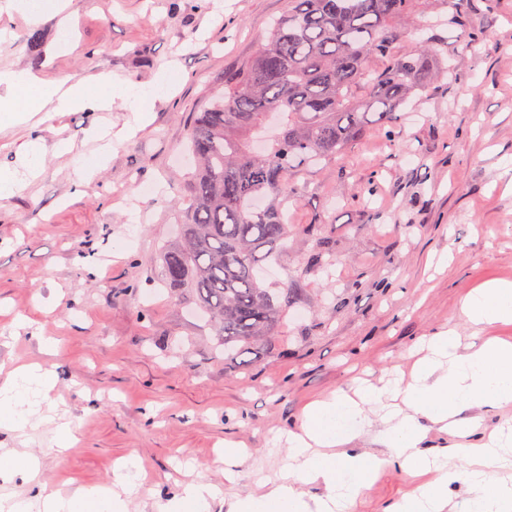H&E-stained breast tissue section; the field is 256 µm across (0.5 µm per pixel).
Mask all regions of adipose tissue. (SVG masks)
<instances>
[{
    "label": "adipose tissue",
    "mask_w": 512,
    "mask_h": 512,
    "mask_svg": "<svg viewBox=\"0 0 512 512\" xmlns=\"http://www.w3.org/2000/svg\"><path fill=\"white\" fill-rule=\"evenodd\" d=\"M168 85L158 72L151 87L122 82L109 74L91 82H47L27 70H0V127L29 123L44 110L52 113L107 111L114 100L142 105L151 88ZM21 169L0 168V199L21 192L26 178L43 167L40 138L19 147ZM467 320L480 326L512 321V283L493 281L469 292L461 306ZM427 353L413 366L410 381L394 380L378 387L361 383L312 402L299 431L289 432L288 467L261 495L236 499L230 512H351L363 490L386 470L436 472L433 482L418 486L385 512H512V481L492 480L495 468L512 467V419L487 440L474 441L481 426L478 409L512 405V343L489 339L461 344L454 331L439 332L421 341ZM49 370L28 365L0 382V422L20 426L38 413L49 398ZM456 437L450 450L424 449L430 425ZM368 437L381 446L378 454L356 453L349 445ZM468 464L461 471L450 457ZM134 461L118 465L111 486H83L74 494L40 492L32 499L13 501L8 512H126L127 496L140 485ZM467 483L470 495L450 504L448 487ZM322 485L323 496L305 491ZM219 489L208 483H189L173 494L163 512H209Z\"/></svg>",
    "instance_id": "adipose-tissue-1"
}]
</instances>
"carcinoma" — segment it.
<instances>
[{
	"label": "carcinoma",
	"mask_w": 512,
	"mask_h": 512,
	"mask_svg": "<svg viewBox=\"0 0 512 512\" xmlns=\"http://www.w3.org/2000/svg\"><path fill=\"white\" fill-rule=\"evenodd\" d=\"M416 0H288L267 44L188 127L198 167L178 241L159 250L165 280L209 314L224 345L259 344L291 306L255 276L259 250L288 240V172L345 166L368 131L396 133V109L457 65L423 45L398 54L396 22ZM466 50L482 36L467 30Z\"/></svg>",
	"instance_id": "obj_1"
}]
</instances>
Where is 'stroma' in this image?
<instances>
[{
  "instance_id": "35a3bbf8",
  "label": "stroma",
  "mask_w": 512,
  "mask_h": 512,
  "mask_svg": "<svg viewBox=\"0 0 512 512\" xmlns=\"http://www.w3.org/2000/svg\"><path fill=\"white\" fill-rule=\"evenodd\" d=\"M202 11L173 0H71L73 48L59 51L58 16L33 26L0 15V68L47 80L109 73L133 83L168 71L172 89L148 102V120L113 143L109 162L74 189L92 122L121 128L135 111L63 112L37 130H0V167H15L30 134L46 155L40 177L0 200V378L21 362L52 371V407L22 427H0V449L35 455L33 483L69 495L108 486L114 465L137 461L146 479L128 512H160L175 484L219 486L212 512L258 491L286 463L280 434L304 406L354 386L409 372L415 343L455 329L463 343L512 342V323L474 326L461 313L472 288L512 282V0H469L468 20L485 42L455 81L431 86L398 112L399 136L374 132L345 166L292 175L288 249L261 261L264 287L293 296L260 345L225 351L202 312L162 277L158 249L177 236L191 188L184 158L196 112L266 44L288 0H208ZM448 0H417L400 20L396 49L434 41L442 59L463 49ZM72 150L58 154L59 141ZM154 189L139 193L140 185ZM329 267L311 266L315 236ZM68 423L75 442L58 452ZM249 450L235 484L216 458L225 442ZM401 469L383 473L352 512H383L412 490Z\"/></svg>"
}]
</instances>
